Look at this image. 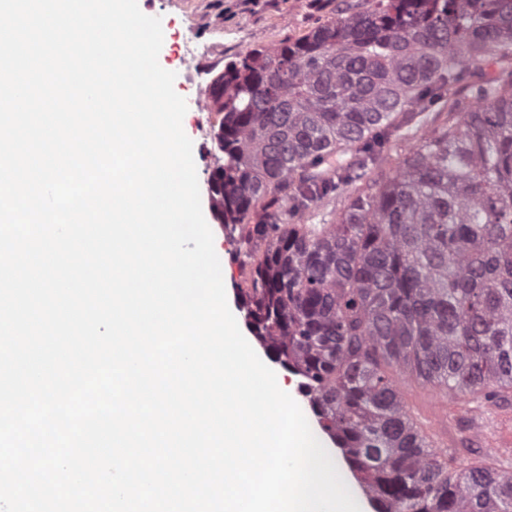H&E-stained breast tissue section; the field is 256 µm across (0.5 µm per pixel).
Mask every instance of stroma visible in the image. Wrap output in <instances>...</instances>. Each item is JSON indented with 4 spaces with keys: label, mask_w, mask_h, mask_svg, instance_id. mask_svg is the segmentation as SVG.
<instances>
[{
    "label": "stroma",
    "mask_w": 512,
    "mask_h": 512,
    "mask_svg": "<svg viewBox=\"0 0 512 512\" xmlns=\"http://www.w3.org/2000/svg\"><path fill=\"white\" fill-rule=\"evenodd\" d=\"M338 0H138L140 10L160 18L163 44L160 66L174 72V88L187 102L182 126L193 142L199 183H206L215 162L213 118L198 111L197 76H215L225 64L252 49L269 46L336 14ZM199 48L193 63H186L188 49ZM512 416V401L493 406L472 403L448 416L438 450L456 470L467 469L485 456L496 467L512 471V460L494 456L491 437L502 417Z\"/></svg>",
    "instance_id": "35a3bbf8"
}]
</instances>
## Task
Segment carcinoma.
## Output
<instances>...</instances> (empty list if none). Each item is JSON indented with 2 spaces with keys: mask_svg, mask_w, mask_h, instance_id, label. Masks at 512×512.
<instances>
[{
  "mask_svg": "<svg viewBox=\"0 0 512 512\" xmlns=\"http://www.w3.org/2000/svg\"><path fill=\"white\" fill-rule=\"evenodd\" d=\"M221 78L210 200L240 230L254 337L301 378L377 512H512V472L449 469L388 372L512 397V0H342ZM444 98L393 173L365 179ZM348 187L332 223H304Z\"/></svg>",
  "mask_w": 512,
  "mask_h": 512,
  "instance_id": "carcinoma-1",
  "label": "carcinoma"
}]
</instances>
